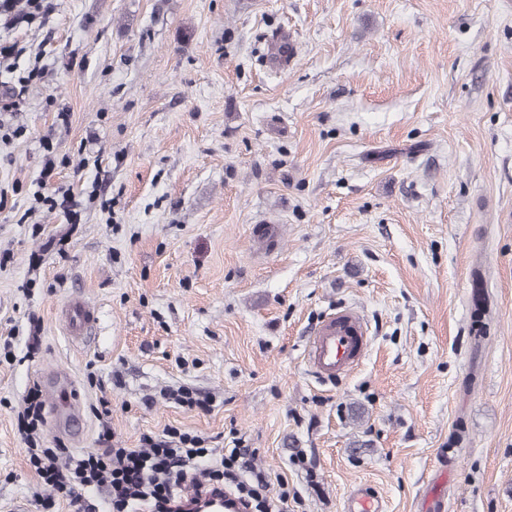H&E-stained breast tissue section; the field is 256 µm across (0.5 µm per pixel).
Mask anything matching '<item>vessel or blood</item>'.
<instances>
[{"label": "vessel or blood", "mask_w": 512, "mask_h": 512, "mask_svg": "<svg viewBox=\"0 0 512 512\" xmlns=\"http://www.w3.org/2000/svg\"><path fill=\"white\" fill-rule=\"evenodd\" d=\"M69 335L79 337L95 323L94 307L81 298L68 299L62 308ZM367 343L359 317L352 312H341L324 320L309 345V358L315 372L324 378H333L348 372L359 359ZM44 383L51 407L54 425L67 429L72 415L81 411V394L76 380L67 372L48 373ZM230 490L212 488L189 490L175 504V512H198L201 505L222 506L231 498Z\"/></svg>", "instance_id": "1"}]
</instances>
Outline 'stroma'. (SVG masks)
Listing matches in <instances>:
<instances>
[{"label":"stroma","mask_w":512,"mask_h":512,"mask_svg":"<svg viewBox=\"0 0 512 512\" xmlns=\"http://www.w3.org/2000/svg\"><path fill=\"white\" fill-rule=\"evenodd\" d=\"M54 4L5 33L0 512H44L18 415L53 370L84 435L45 420L50 448L94 451L104 403L126 448L170 427L254 448L288 512L361 487L383 512H512V0ZM58 189L76 218L33 198ZM345 310L368 346L325 381L306 350ZM181 386L210 409L162 397ZM63 319L70 336L79 337L96 322L94 307L82 298L68 299L62 308Z\"/></svg>","instance_id":"obj_1"}]
</instances>
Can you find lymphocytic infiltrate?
Returning a JSON list of instances; mask_svg holds the SVG:
<instances>
[{"instance_id": "1", "label": "lymphocytic infiltrate", "mask_w": 512, "mask_h": 512, "mask_svg": "<svg viewBox=\"0 0 512 512\" xmlns=\"http://www.w3.org/2000/svg\"><path fill=\"white\" fill-rule=\"evenodd\" d=\"M41 422L40 402L29 401L21 417L29 443L28 462L75 512H95L88 494L100 487L109 492L107 512H171L170 503L182 497L189 482L198 489L227 484L253 512H281L263 494L266 477L255 469L251 449H228L214 466L210 449L196 434L168 429L144 436L141 448H113L111 428L105 424L98 433L100 449L76 454L66 448L43 447Z\"/></svg>"}]
</instances>
